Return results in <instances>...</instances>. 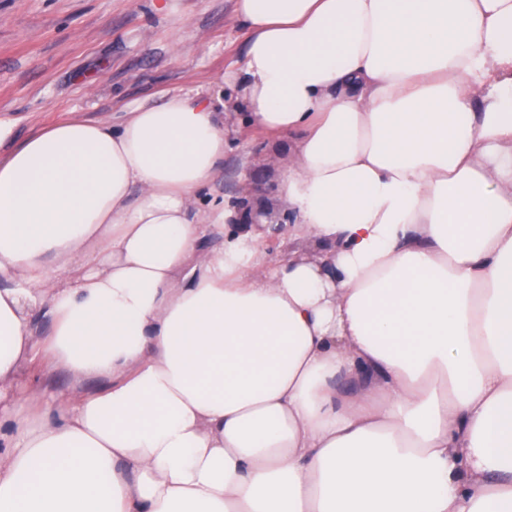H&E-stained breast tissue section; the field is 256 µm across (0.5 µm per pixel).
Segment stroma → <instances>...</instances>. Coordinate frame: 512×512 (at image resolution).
<instances>
[{
  "instance_id": "35a3bbf8",
  "label": "stroma",
  "mask_w": 512,
  "mask_h": 512,
  "mask_svg": "<svg viewBox=\"0 0 512 512\" xmlns=\"http://www.w3.org/2000/svg\"><path fill=\"white\" fill-rule=\"evenodd\" d=\"M246 33L235 0H0V156L60 120L121 122L182 90L237 101ZM210 192L272 182L264 160H294L288 136L234 133Z\"/></svg>"
}]
</instances>
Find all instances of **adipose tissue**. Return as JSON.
Wrapping results in <instances>:
<instances>
[{"mask_svg": "<svg viewBox=\"0 0 512 512\" xmlns=\"http://www.w3.org/2000/svg\"><path fill=\"white\" fill-rule=\"evenodd\" d=\"M235 13L311 251L206 197L199 94L1 158L0 384L71 388L0 391V512H512V0ZM26 383L30 385L45 386L56 394L61 395L68 392V375L56 367H36L27 376Z\"/></svg>", "mask_w": 512, "mask_h": 512, "instance_id": "adipose-tissue-1", "label": "adipose tissue"}]
</instances>
